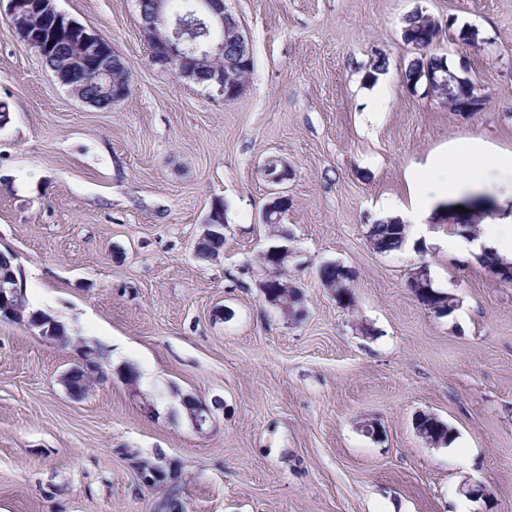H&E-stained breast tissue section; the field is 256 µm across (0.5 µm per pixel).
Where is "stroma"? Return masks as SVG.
<instances>
[{"mask_svg":"<svg viewBox=\"0 0 512 512\" xmlns=\"http://www.w3.org/2000/svg\"><path fill=\"white\" fill-rule=\"evenodd\" d=\"M55 5L111 42L132 93L107 110L73 96L0 11V252L30 309L73 340L0 319V512H155L166 488L143 483L140 460L177 471L184 512H512V284L445 224L410 225L389 254L366 238L386 203L408 202V173L453 142L512 156V0H226L253 61L231 102L152 64L137 0ZM418 11L442 24L433 51L466 67L483 111L407 86L402 32ZM272 157L292 170L280 228L296 320L252 268L274 242ZM218 199L224 247L202 262ZM454 200L486 210L481 234L512 225V168ZM327 262L355 270L351 305L321 284ZM422 262L456 297L450 315L409 290ZM80 344L105 349L109 377L76 400L59 378ZM185 395L211 404L205 431ZM420 413L453 441L426 445ZM423 416L426 419V422H428V425H423L420 422V417ZM429 425H432V427L435 428H442L444 430H447L449 433L453 434V429L449 427L447 424H445L443 421H441L437 416L433 414H418L414 421H413V427L415 433L421 437L427 444L429 445H435L438 446V443H434L432 439L430 438V431H429ZM448 432L440 433L439 436L443 440V444L441 445H447L452 442L453 435H448Z\"/></svg>","mask_w":512,"mask_h":512,"instance_id":"35a3bbf8","label":"stroma"}]
</instances>
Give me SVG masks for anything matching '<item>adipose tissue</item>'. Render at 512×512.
Listing matches in <instances>:
<instances>
[{
	"mask_svg": "<svg viewBox=\"0 0 512 512\" xmlns=\"http://www.w3.org/2000/svg\"><path fill=\"white\" fill-rule=\"evenodd\" d=\"M486 154L485 145L479 141L463 139L455 142L446 153L433 157L425 165L411 171V207L403 210L391 206L390 216L404 220L420 218L423 208L431 200L455 194L462 180H476L481 170L474 161Z\"/></svg>",
	"mask_w": 512,
	"mask_h": 512,
	"instance_id": "obj_1",
	"label": "adipose tissue"
}]
</instances>
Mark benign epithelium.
Here are the masks:
<instances>
[{"label":"benign epithelium","mask_w":512,"mask_h":512,"mask_svg":"<svg viewBox=\"0 0 512 512\" xmlns=\"http://www.w3.org/2000/svg\"><path fill=\"white\" fill-rule=\"evenodd\" d=\"M6 2V15L14 33L38 54L45 55L48 46L43 43V37L39 32L36 15H55L62 17L63 13L55 10L54 0H4ZM168 0H150L139 2L140 27L149 49L150 60L164 71H169L178 78L191 80L194 77L197 59L187 55L184 46L187 43V32L199 27L205 32V55L213 65L209 66V83L207 89L222 100H233L240 96L246 84L230 86L225 83V78L233 74L231 67L224 66V46L234 45L237 51L245 53L249 51L239 21L230 13L224 5V0H191L189 10L178 16L169 12ZM74 30L80 31L75 44L72 66L66 70L55 73L58 81L68 87L71 94L82 101L94 104L93 99L87 94L89 84L86 73L94 75L100 81L104 93L117 105L126 101L131 95V83H120L112 77L113 69L121 67L122 58L112 49V43L101 34L87 28L74 26ZM425 85L427 95L435 98V90L444 88L447 84L458 87L468 85L469 76H457L449 73L438 76L436 69L424 66L418 73ZM465 211H455V206L444 209V216L438 219L440 224L457 225L467 227L469 220L475 216H484L486 212L475 207L474 203L463 204ZM207 229L199 238L197 245H202L212 237L224 235V221L217 209H212L206 219ZM265 255L268 259L266 267L262 269V280L259 286L264 300L276 308L283 316L296 319L303 314L302 294L299 287L288 284L280 297L270 293V289L276 287V269L288 264L294 258L295 253L286 245H271ZM408 288L414 293L417 300L437 315L450 313L455 304L450 297L433 290L432 280L426 264L417 265L408 281ZM26 306L23 304V294L15 272L8 265H0V314L21 320L24 317ZM30 322L40 329V335L44 338L65 345L68 337H60L53 328L52 322L40 318L37 314H30ZM79 362L86 367V371L92 374L95 381L108 379V373L96 361L92 350L86 348L79 356ZM192 405L190 408L191 421L197 431L211 421L210 408L188 397L182 400V405ZM426 424H421L420 417H415L413 427L415 433L427 444H433L430 438L429 427L442 428L448 432L453 429L433 414L425 415Z\"/></svg>","instance_id":"benign-epithelium-1"}]
</instances>
